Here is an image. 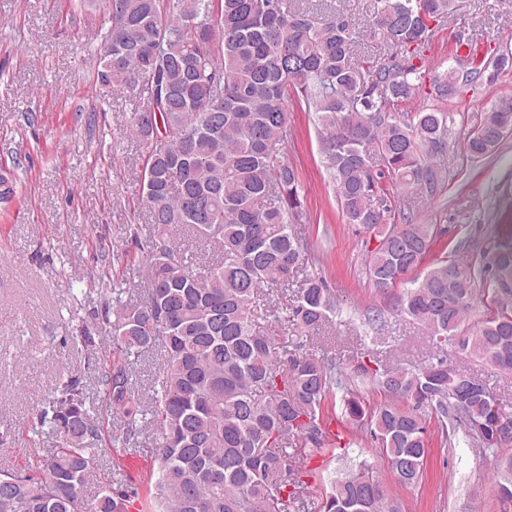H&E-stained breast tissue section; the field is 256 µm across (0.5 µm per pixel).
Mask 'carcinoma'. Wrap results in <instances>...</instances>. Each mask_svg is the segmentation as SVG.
I'll use <instances>...</instances> for the list:
<instances>
[{"label": "carcinoma", "instance_id": "1", "mask_svg": "<svg viewBox=\"0 0 512 512\" xmlns=\"http://www.w3.org/2000/svg\"><path fill=\"white\" fill-rule=\"evenodd\" d=\"M458 0H375L359 30L333 10L318 22L298 0H111L96 80L123 84L143 99L130 135L146 154L141 197L152 232L139 243L146 296L124 301L112 288L116 349L98 383L123 427L112 442L136 444L146 419L159 426L150 449L157 465L146 491L152 512H305L311 470L325 451L322 406L344 393L342 420L364 429L396 483L418 485L428 456L427 421L444 444L464 430L491 460L499 500L512 503V443L494 439L512 424L495 397L465 392L467 375L443 356L412 371L349 368L328 351L304 352L309 333L336 313L323 279L305 275L294 293L293 335L257 328L281 322L256 308L263 290L288 298L304 271L305 248L294 229L303 202L288 162V97L315 114L323 166L347 223L376 238L367 274L389 292L430 255L444 234L415 211L396 223L390 184L405 196H434L446 173L453 115L435 105L398 107L424 93L455 99L512 69V49L476 60L453 55L448 69L426 76L427 51ZM387 48L377 59L365 40ZM112 70L106 71L107 62ZM512 132V110L494 104L464 138L472 159L494 154ZM217 247L203 272L175 258L173 231ZM434 260L397 296L396 310L420 323L432 344L457 342L464 353L512 374V233L487 240L479 258L448 268ZM486 309L462 330L475 302ZM158 348L163 367L152 402L132 383L134 360ZM368 378L383 396L375 405L355 390ZM41 409L38 421L62 443L34 475L0 472V512H81L80 493L94 469L87 439L99 428L72 378ZM138 492H100L95 512H128ZM322 512H402L365 460L328 479Z\"/></svg>", "mask_w": 512, "mask_h": 512}]
</instances>
